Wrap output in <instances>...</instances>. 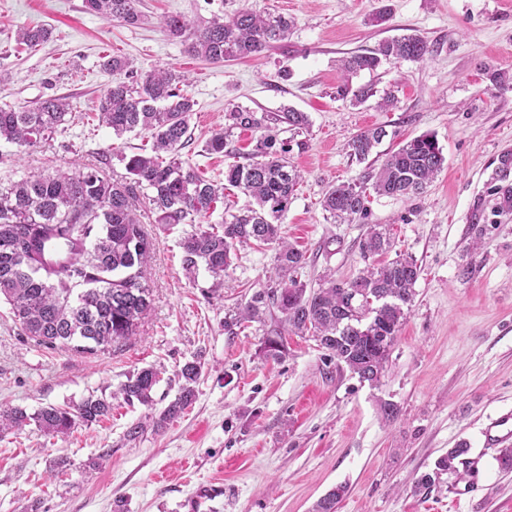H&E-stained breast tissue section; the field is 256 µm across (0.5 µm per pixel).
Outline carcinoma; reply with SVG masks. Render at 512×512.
Here are the masks:
<instances>
[{"label":"carcinoma","mask_w":512,"mask_h":512,"mask_svg":"<svg viewBox=\"0 0 512 512\" xmlns=\"http://www.w3.org/2000/svg\"><path fill=\"white\" fill-rule=\"evenodd\" d=\"M94 14L129 25L142 20L139 0H84ZM294 21L280 13H256L242 7L228 17L195 25L180 16L163 20L167 34L185 43L186 51L210 61H233L258 56L288 39ZM51 29L22 27L16 42L30 49L50 38ZM434 48L422 36L386 39L378 47L342 60L344 83L338 94L360 104L370 90L351 88V76L375 71L390 58L424 61ZM184 75L172 68L147 71L131 82H113L99 102V121L122 136L148 131L151 152L123 155L126 176L115 179L105 170L83 165L54 175H33L0 187V299L11 306L25 335L46 347L59 345L94 354L117 340L135 335L152 305L146 271L153 244L134 213L143 190L158 224H185L204 218L226 187L249 198L246 206L222 224L183 237V268L189 274L204 266L212 277L209 293L224 287V271L231 266L236 245L249 241L276 244V277L255 292L245 305L224 317L230 335L243 322L260 321L276 310L280 325L263 346L266 357L279 360L287 353V333L308 335L345 366L359 381L376 386L386 370L390 352L414 300L420 268L411 257L372 263L351 281L326 276L319 287L307 289L298 280L305 255L280 235V220L293 202L301 171L288 161V145L263 134L245 163L224 170V182L203 178L179 151L186 141L195 102L184 93ZM70 103L50 96L28 109L0 105V143L30 149L48 139L67 122ZM232 126L265 129L266 116L233 110ZM386 136L381 127L366 129L348 143L351 156L364 162ZM446 158L438 142L420 135L390 153L377 171L365 172L356 182L332 186L322 199L323 210L342 221L367 211L366 184L379 196L417 198L444 168ZM512 150L499 157L494 212H512ZM386 233L373 228L361 243L365 260L388 251ZM200 364L188 362L180 370L179 393L162 411L145 415L159 431L195 398ZM159 381L152 367L127 377L118 394L149 409ZM112 403L90 396L74 408L48 405L33 414L14 407L0 412V436L27 426L53 436L70 433L75 425H91L108 417ZM468 452L453 448L431 473L422 474L417 487L429 489L439 475L454 472ZM347 487L337 485L313 506V512H336Z\"/></svg>","instance_id":"cac0c4a2"}]
</instances>
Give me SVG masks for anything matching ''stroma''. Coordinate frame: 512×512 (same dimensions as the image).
I'll use <instances>...</instances> for the list:
<instances>
[{
	"instance_id": "35a3bbf8",
	"label": "stroma",
	"mask_w": 512,
	"mask_h": 512,
	"mask_svg": "<svg viewBox=\"0 0 512 512\" xmlns=\"http://www.w3.org/2000/svg\"><path fill=\"white\" fill-rule=\"evenodd\" d=\"M242 7L293 18L287 42L256 58L212 62L188 54L162 28L167 16L200 23ZM385 7L389 18L375 23ZM140 9L143 22L128 25L87 12L83 0H0V65L9 72L0 104L29 108L50 95L71 104L68 122L39 148L20 156L15 146L0 147V186L75 163L125 176L121 154L150 152L152 139L144 131L119 137L99 123V100L113 80L102 63L121 57L142 72L172 68L195 102L181 156L206 179L222 181L260 136L227 130L226 112L308 114L303 135L276 126L303 176L281 234L307 258L299 272L306 287L327 273L355 278L364 266L360 241L382 224L391 256L421 268L416 295L378 386L359 383L307 336H289L283 359L266 358L263 340L280 313L234 335L225 333L224 316L274 279L273 246L237 245L213 297L209 273L187 275L180 248L194 227L223 223L246 196L225 191L195 226L156 223L140 200L153 243V305L136 336L92 355L49 349L0 303V411L73 407L90 396L112 402L109 418L64 437L32 425L1 435L0 512H185L186 499L208 484L223 488L212 512H312L339 484L348 493L337 512H512V470L501 469L499 449L485 447L483 436L512 412V212L494 213L492 196L498 159L512 149V90L489 79L493 70L512 73V0H142ZM40 25L52 29L46 44H17L19 28ZM409 33L424 36L433 55L361 72L354 85L375 90L363 104L338 98L339 59ZM388 93L397 105L386 110L378 102ZM379 126L386 137L367 163L356 161L348 142ZM222 130L223 153L205 152ZM423 134L437 139L446 163L420 197L370 196L366 218L344 223L323 210L330 186L358 180ZM479 213L486 231L472 251ZM192 360L202 366L192 404L163 432L148 427L128 440L148 409L126 404L119 385L138 369H160L153 408L162 410ZM386 402L399 409L390 424L381 415ZM460 446L483 456L476 492L455 498L459 482L450 474L415 490L420 475ZM60 457L64 473L49 477Z\"/></svg>"
}]
</instances>
